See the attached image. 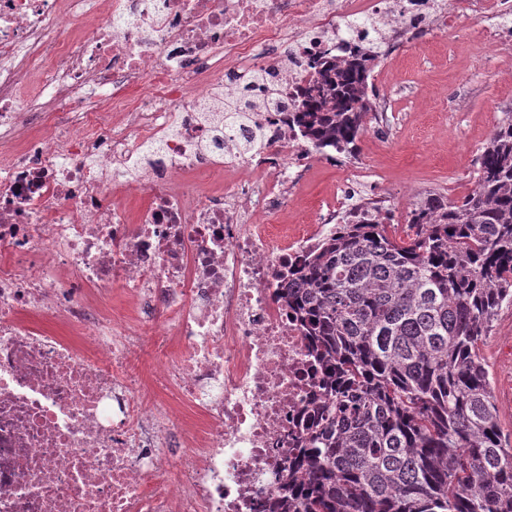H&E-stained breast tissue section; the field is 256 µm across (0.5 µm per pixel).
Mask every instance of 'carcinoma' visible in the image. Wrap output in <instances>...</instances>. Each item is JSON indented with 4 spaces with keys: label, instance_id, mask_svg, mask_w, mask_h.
<instances>
[{
    "label": "carcinoma",
    "instance_id": "obj_1",
    "mask_svg": "<svg viewBox=\"0 0 512 512\" xmlns=\"http://www.w3.org/2000/svg\"><path fill=\"white\" fill-rule=\"evenodd\" d=\"M379 53L316 63L300 135L352 153ZM408 240L359 217L275 273L323 371L269 512H512V440L482 355L512 302V113L468 195L413 203Z\"/></svg>",
    "mask_w": 512,
    "mask_h": 512
}]
</instances>
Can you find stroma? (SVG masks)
I'll return each mask as SVG.
<instances>
[{
  "label": "stroma",
  "mask_w": 512,
  "mask_h": 512,
  "mask_svg": "<svg viewBox=\"0 0 512 512\" xmlns=\"http://www.w3.org/2000/svg\"><path fill=\"white\" fill-rule=\"evenodd\" d=\"M371 83L384 125L368 123L356 155L309 160L293 203L271 222L276 236L316 223L321 205L351 207L342 181L355 167L367 173L359 194L389 197L398 224H407L411 204L427 194L455 199L470 192L478 155L512 110V12L382 53ZM482 353L499 423L512 436V305L499 310Z\"/></svg>",
  "instance_id": "obj_1"
}]
</instances>
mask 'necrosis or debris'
<instances>
[{"label": "necrosis or debris", "mask_w": 512, "mask_h": 512, "mask_svg": "<svg viewBox=\"0 0 512 512\" xmlns=\"http://www.w3.org/2000/svg\"><path fill=\"white\" fill-rule=\"evenodd\" d=\"M511 4L0 0V512H267L322 385L274 272L350 219L328 207L280 243L258 223L313 153L292 94L316 60ZM256 69L251 100L273 85L281 100L225 124L224 93ZM257 128L260 147L236 153ZM143 191L137 215L112 202ZM116 287L135 323L108 313ZM162 313L183 348L150 400L130 359Z\"/></svg>", "instance_id": "obj_1"}]
</instances>
